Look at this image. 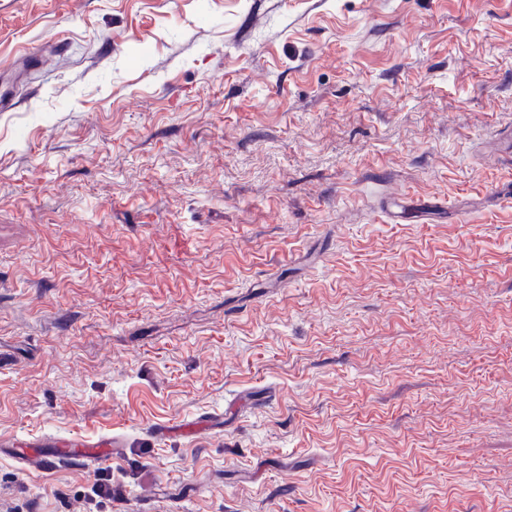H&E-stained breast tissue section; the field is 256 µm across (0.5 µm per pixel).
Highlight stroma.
<instances>
[{"label":"stroma","mask_w":512,"mask_h":512,"mask_svg":"<svg viewBox=\"0 0 512 512\" xmlns=\"http://www.w3.org/2000/svg\"><path fill=\"white\" fill-rule=\"evenodd\" d=\"M0 94V512H512V0H0ZM123 447L122 439L119 436L112 435V438H105L96 442H88L74 448H61L64 455L70 456L69 459L85 460L97 459L106 455L117 453L118 448Z\"/></svg>","instance_id":"1"}]
</instances>
